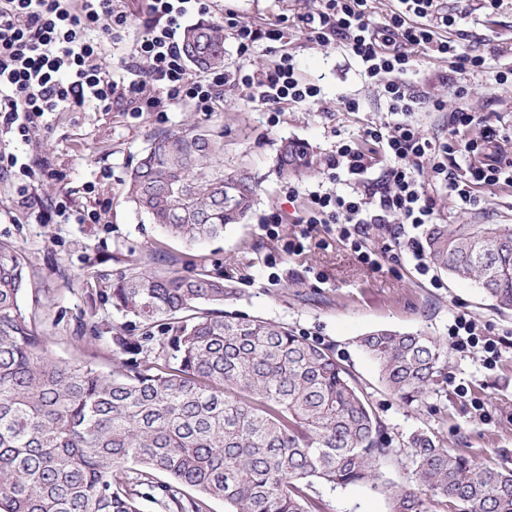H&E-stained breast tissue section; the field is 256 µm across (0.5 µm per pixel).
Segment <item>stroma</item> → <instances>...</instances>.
<instances>
[{
	"label": "stroma",
	"instance_id": "obj_1",
	"mask_svg": "<svg viewBox=\"0 0 512 512\" xmlns=\"http://www.w3.org/2000/svg\"><path fill=\"white\" fill-rule=\"evenodd\" d=\"M315 0H212L210 17L220 20L225 8L245 22L264 25L288 20L285 52L294 56L300 72L321 88L312 109L283 105L278 124L268 122L247 91L225 86L216 111L198 112L180 103L167 112H53L44 116L30 141L0 135L19 161L48 157L49 170L34 178L0 179V242H8L30 258L34 275L22 303L35 313L48 352L74 363L93 359L109 371L116 353L113 336L138 338L133 317L112 306L107 290L113 281L134 272L141 256L159 253L163 267L182 273L204 269L223 275L237 295L223 308L243 316L283 323L298 335L332 347L337 361L360 383L373 412L386 428L385 438L398 448L397 457L382 461L384 480L397 486L412 482L411 440L424 432L442 447L512 470V312L492 308L479 288L439 274L438 284L420 275L409 256L389 253L380 267L363 264L335 231L318 227L301 252L286 251L297 234L305 194L326 188L325 173L296 178L300 195L288 199L276 170V156L286 139L302 141L321 155L335 150L338 137L357 134L366 124L385 118L387 106L377 82L342 46L309 42L297 27V17L312 10ZM437 13L452 19L442 36L479 50L489 72L451 71L431 50L413 52L414 67L405 81L416 93L442 99L445 109L416 113L427 136L448 132V113L458 104L480 118L467 133L481 138L483 128L512 130V85H495L490 71L512 68V0H437ZM473 90L459 101L455 87ZM358 99L360 109L344 111L342 97ZM199 123L224 132V167L246 164L258 192L250 216L230 224L223 235L195 243L169 236L138 213L125 198L128 175L151 136ZM27 187L29 207L18 206V190ZM480 204L462 209L448 194L437 198L441 224H512V188L480 185ZM69 197L77 208L100 212L97 224H67L62 218L38 223L37 211L51 199ZM280 211V237L268 239L261 218ZM466 314L478 320L498 344L495 365L479 353L457 351L448 328ZM377 329L420 332L437 340L446 357L441 376L422 402L405 405L381 384L376 362L360 347L361 336ZM311 494L321 512H388L382 489L351 485L330 489L314 484Z\"/></svg>",
	"mask_w": 512,
	"mask_h": 512
}]
</instances>
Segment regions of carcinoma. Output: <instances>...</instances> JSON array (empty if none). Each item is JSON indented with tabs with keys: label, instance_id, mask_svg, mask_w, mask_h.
I'll list each match as a JSON object with an SVG mask.
<instances>
[{
	"label": "carcinoma",
	"instance_id": "1",
	"mask_svg": "<svg viewBox=\"0 0 512 512\" xmlns=\"http://www.w3.org/2000/svg\"><path fill=\"white\" fill-rule=\"evenodd\" d=\"M183 46L193 66L224 67L218 24L189 26ZM320 164L294 140L276 158L284 179ZM256 194L247 169L224 170L222 133L194 125L153 138L126 198L192 242L240 223ZM426 252L438 271L474 281L495 309L512 311V224H436ZM30 268L23 251L0 243V512H141L144 497L176 512H209L211 499L225 512H319L313 481L376 487L379 462L398 453L331 349L281 323L210 309L236 294L223 278L162 268L146 254L109 289L143 332L133 343L115 337L134 357L113 359L105 374L47 355L22 305ZM359 343L406 404L422 400L444 359L422 333L380 329ZM411 444L416 486L390 490L389 512H512L511 470L426 433Z\"/></svg>",
	"mask_w": 512,
	"mask_h": 512
}]
</instances>
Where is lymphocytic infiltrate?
<instances>
[{"label":"lymphocytic infiltrate","instance_id":"lymphocytic-infiltrate-1","mask_svg":"<svg viewBox=\"0 0 512 512\" xmlns=\"http://www.w3.org/2000/svg\"><path fill=\"white\" fill-rule=\"evenodd\" d=\"M369 0H317L315 9L300 15L306 38L319 46L343 44L372 79L383 78L389 121L363 127L358 136L342 138L326 161L329 186L309 192L302 218L307 228L335 227L359 259L378 265L393 248L408 251L420 275L431 266L415 232L438 216L440 192L454 195L465 206L476 205L475 185L512 186V160H502L491 147L500 132L486 127L481 141L466 139L477 123L475 113L459 107L446 111L432 100L434 111L447 112L448 134L432 138L414 118L418 97L404 77L411 69V47L437 52L454 68L485 69L483 54L456 48L438 35L447 17H434V0H399L398 9L376 24L369 18ZM210 0H144L141 15L118 9L115 0H0V133L20 139L29 135L52 112H81L86 105L109 112H165L179 102L196 111H214L227 84L250 92L258 108L278 123L283 103L310 108L320 88L303 80L291 54H281L273 66L260 71L217 69L190 74L182 52L180 30L189 13H208ZM141 36L131 56L148 67L138 78L113 79L101 60L112 42L123 39L131 26ZM239 56L283 41V22L257 26L242 21L232 9L224 11ZM381 151L387 168L371 175L368 147ZM459 159L464 172L448 171L449 158ZM431 180H423V167ZM397 224H390V217Z\"/></svg>","mask_w":512,"mask_h":512}]
</instances>
